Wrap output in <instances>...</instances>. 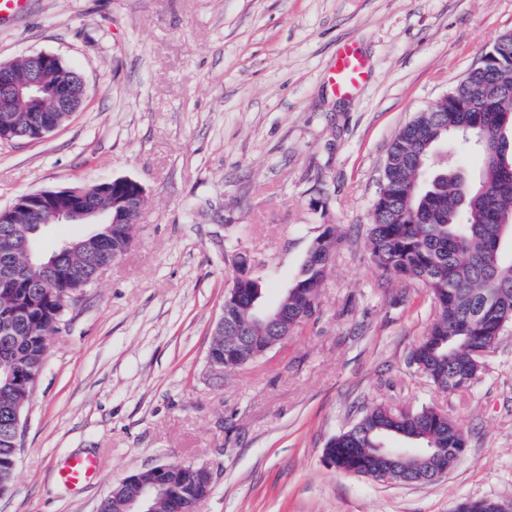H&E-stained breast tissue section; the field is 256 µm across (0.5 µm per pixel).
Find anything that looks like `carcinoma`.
<instances>
[{"instance_id": "carcinoma-1", "label": "carcinoma", "mask_w": 512, "mask_h": 512, "mask_svg": "<svg viewBox=\"0 0 512 512\" xmlns=\"http://www.w3.org/2000/svg\"><path fill=\"white\" fill-rule=\"evenodd\" d=\"M492 62L484 71L466 76L428 110L417 113L395 136L387 152L382 199L373 208L368 231L372 258L393 275L421 284L438 306V316L413 349L409 363L442 391L466 389L480 371L476 352L491 349L498 337L480 330L489 317L512 326V257L503 248L512 238V32L498 37L489 49ZM9 65L19 78L37 73L32 56ZM73 69L56 63L44 71L53 83L70 78ZM48 135L31 112H0V142H33ZM466 150L480 146L484 167L469 182L457 170L436 163L438 149L448 139ZM426 153L427 174L416 176L405 159ZM88 197L107 208L125 194L112 182L82 187ZM102 237L88 238L74 251L51 245L30 262L19 261L0 278V492L12 484L16 451V415L24 414L44 366L61 310L85 289L95 269L112 261V251L128 249L133 225H100ZM42 229L23 211L0 217V254L23 242L37 243ZM340 241L337 233H322L312 243L294 294L288 302V321L302 326L316 310L318 290ZM232 272L244 275L238 318L241 335L266 345V331L250 325L252 302L263 304L262 288L251 264L241 253L224 254ZM53 264V278L43 265ZM208 354L228 366L224 337L212 336ZM414 435L427 448H460L464 432L442 411L423 407L395 412L379 405L366 411L328 443L336 469L378 464L373 448L389 436ZM165 491L155 512H187L211 493L196 469L178 463L164 474ZM138 483L125 484L107 495L98 512H123Z\"/></svg>"}]
</instances>
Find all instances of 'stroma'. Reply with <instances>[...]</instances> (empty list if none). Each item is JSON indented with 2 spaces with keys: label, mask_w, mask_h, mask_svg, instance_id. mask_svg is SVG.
Returning a JSON list of instances; mask_svg holds the SVG:
<instances>
[{
  "label": "stroma",
  "mask_w": 512,
  "mask_h": 512,
  "mask_svg": "<svg viewBox=\"0 0 512 512\" xmlns=\"http://www.w3.org/2000/svg\"><path fill=\"white\" fill-rule=\"evenodd\" d=\"M510 31L512 0H27L1 17L0 63L57 55L86 100L43 140L0 144V209L117 178L146 204L132 247L62 317L0 512H97L120 478L165 462L212 471L200 512L512 501V328L469 389L438 390L409 364L436 304L367 247L396 134ZM345 42L369 76L342 97L327 73ZM328 225L340 241L315 317L207 373L225 252L255 260L270 302ZM376 404L440 409L465 454L427 483L337 471L327 442ZM76 455L103 461L78 492L57 476Z\"/></svg>",
  "instance_id": "1"
}]
</instances>
